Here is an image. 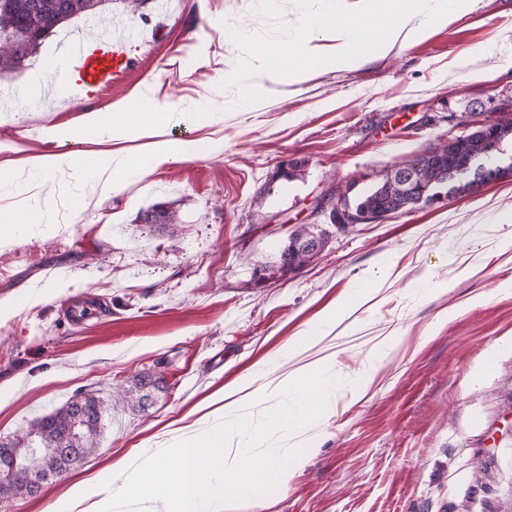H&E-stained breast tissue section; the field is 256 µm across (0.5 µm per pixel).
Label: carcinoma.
<instances>
[{
	"label": "carcinoma",
	"mask_w": 512,
	"mask_h": 512,
	"mask_svg": "<svg viewBox=\"0 0 512 512\" xmlns=\"http://www.w3.org/2000/svg\"><path fill=\"white\" fill-rule=\"evenodd\" d=\"M112 0H0V76L22 69L26 63L36 58L44 42L59 28L77 18H103L106 4ZM442 155L451 162L462 166L469 158L484 151L482 138L466 135V139L439 145ZM424 186L435 194L447 187L457 195L469 192V184L459 182L453 186L438 176L424 173ZM356 209L388 206L407 211L412 209L411 196L397 183L396 178L385 174L381 181L370 190L357 195L351 202ZM138 221L142 224H175L174 210L158 203L140 212ZM314 239L324 246L328 234L314 224H300L291 233L280 251L279 258L271 264H262L254 269L255 286H260L264 276L284 273L288 264L301 269L312 261L308 251L302 246ZM155 379L150 374L139 375L134 379L132 406L142 409L150 396V388ZM108 406L104 399L94 393H79L53 412L36 420L28 431L27 448L21 456L28 466L43 473L57 471L70 472L98 445L103 429V421ZM81 416L77 429H72V421ZM54 448H71V456L61 459L52 452ZM32 486L20 481H1L0 494L31 495Z\"/></svg>",
	"instance_id": "carcinoma-1"
}]
</instances>
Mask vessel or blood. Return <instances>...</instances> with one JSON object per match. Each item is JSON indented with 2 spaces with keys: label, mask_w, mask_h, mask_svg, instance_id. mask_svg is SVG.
<instances>
[{
  "label": "vessel or blood",
  "mask_w": 512,
  "mask_h": 512,
  "mask_svg": "<svg viewBox=\"0 0 512 512\" xmlns=\"http://www.w3.org/2000/svg\"><path fill=\"white\" fill-rule=\"evenodd\" d=\"M138 35L137 29L129 27L120 36L100 30L91 38L68 42L52 80L54 89L91 94L111 86L128 71L131 59L127 47Z\"/></svg>",
  "instance_id": "b4317fda"
}]
</instances>
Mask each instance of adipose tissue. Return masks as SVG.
<instances>
[{"label":"adipose tissue","instance_id":"obj_1","mask_svg":"<svg viewBox=\"0 0 512 512\" xmlns=\"http://www.w3.org/2000/svg\"><path fill=\"white\" fill-rule=\"evenodd\" d=\"M473 3L451 0L446 6L442 0H330L327 8L303 25L298 40L283 49L284 65L272 66L258 52L226 72L224 80L238 88L239 108L250 111L261 81L302 82L331 55L348 66L362 65L374 49L389 47L400 30L418 39L448 15L468 14ZM326 39L334 43L332 52L323 49ZM212 120V113L187 112L169 99L155 97L114 105L107 114L88 111L76 124L43 126L41 138L54 143L56 149L30 158L27 169L36 185L68 169L105 195L164 164L206 156L209 142L193 137L192 132ZM174 126L188 129V136L169 138L168 130ZM325 367V360L320 359L277 375L267 364H260L257 383L226 386L206 402L205 431L173 438L163 457H125L112 463L111 471L124 480L121 494H114L111 486L97 479H81L72 484L53 512H115L123 495L160 505L161 512H236L240 501L259 504L261 487H287L313 448L301 441L284 458L259 460L234 449V431L226 418L294 387L300 390L304 412L328 404Z\"/></svg>","mask_w":512,"mask_h":512}]
</instances>
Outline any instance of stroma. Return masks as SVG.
Instances as JSON below:
<instances>
[{
    "mask_svg": "<svg viewBox=\"0 0 512 512\" xmlns=\"http://www.w3.org/2000/svg\"><path fill=\"white\" fill-rule=\"evenodd\" d=\"M109 11L141 33L111 88L65 105L33 100L28 79L53 76L56 36L0 78V207L38 205L54 219L0 240V307H12L0 314V440L79 393L112 404L92 454L35 494H0V512H51L94 476L121 491L107 465L159 452L176 428L204 429L205 401L334 309L335 323L294 359H334L336 406L317 414L316 452L288 487L264 488L260 510L237 512H512V175L380 224L327 226L309 265L253 281L316 200L365 192L448 136L443 125L416 130L424 114L498 118L512 101V0H475L466 16L418 40L399 36L362 66L257 91L252 112L231 107L224 73L256 50L280 64L307 0H146L136 14L113 0ZM228 24L240 39L226 38ZM148 86L218 113L194 132L212 153L105 197L67 171L29 189L24 160L55 149L42 125L111 111ZM286 162L299 165L296 178L277 177ZM76 197L88 203L78 218ZM160 202L178 223L138 222ZM90 301L96 317L67 320L68 306ZM154 372L158 389L133 409L136 375ZM295 406L291 395L245 409L239 446L268 459L288 442L275 411Z\"/></svg>",
    "mask_w": 512,
    "mask_h": 512,
    "instance_id": "stroma-1",
    "label": "stroma"
}]
</instances>
